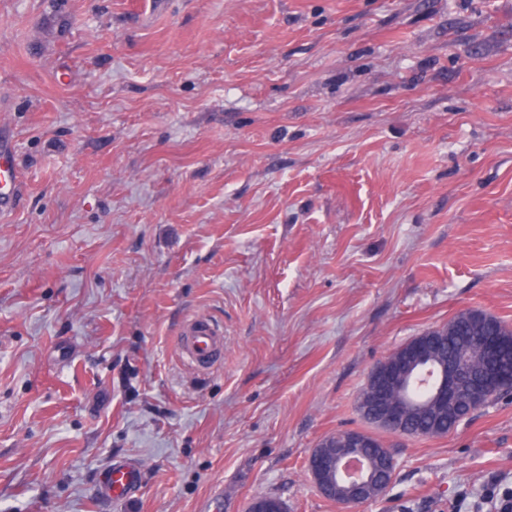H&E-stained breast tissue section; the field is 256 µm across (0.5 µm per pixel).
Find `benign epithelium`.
Segmentation results:
<instances>
[{"label":"benign epithelium","instance_id":"7a95c632","mask_svg":"<svg viewBox=\"0 0 512 512\" xmlns=\"http://www.w3.org/2000/svg\"><path fill=\"white\" fill-rule=\"evenodd\" d=\"M482 371L481 380L471 388L472 401L480 410L489 408L482 400L486 391L498 392L512 385V369H500V354L496 341L481 339ZM437 372L439 383L435 388L431 403L441 409L455 404L460 380L448 376V365L431 359L422 342L408 343L399 355L385 358L367 381L370 396L362 397L360 408L370 415L374 426L388 432H402L405 419L416 410L403 396L406 383L414 376L432 378ZM341 447L329 443L316 446L309 459L308 473L319 491L340 505L356 504L363 506L376 500V495L389 488L390 476L396 469L395 453H378L374 458L361 452L363 448H373L370 441L373 434L364 430L351 429L341 434Z\"/></svg>","mask_w":512,"mask_h":512}]
</instances>
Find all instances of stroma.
Returning <instances> with one entry per match:
<instances>
[{
  "mask_svg": "<svg viewBox=\"0 0 512 512\" xmlns=\"http://www.w3.org/2000/svg\"><path fill=\"white\" fill-rule=\"evenodd\" d=\"M0 134V512H342L307 461L371 370L512 324V0H0ZM380 438L361 512L512 488V394ZM115 457L144 480L102 504ZM18 188L12 149L5 141L1 148L0 140V213L15 204ZM485 314L477 310H468L455 315L448 320L446 325L427 331L422 336L433 338L442 346L441 354L448 357V361L461 360L468 363L474 375L478 374L479 356L477 340L480 333L493 327L499 336H503L506 342H512V324L491 316L492 323L477 317ZM210 320L195 317L182 330L185 358L195 366L209 368L222 360L224 337ZM449 430L448 413L437 419L433 411L411 418L405 426L407 437L414 439L444 437Z\"/></svg>",
  "mask_w": 512,
  "mask_h": 512,
  "instance_id": "1",
  "label": "stroma"
}]
</instances>
